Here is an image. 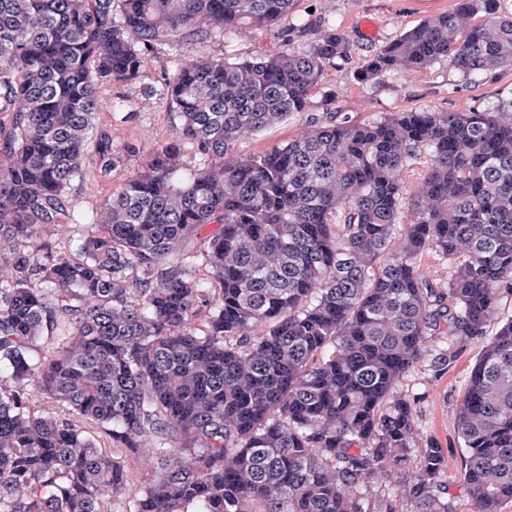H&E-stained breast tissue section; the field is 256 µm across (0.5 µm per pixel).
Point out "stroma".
<instances>
[{
    "mask_svg": "<svg viewBox=\"0 0 512 512\" xmlns=\"http://www.w3.org/2000/svg\"><path fill=\"white\" fill-rule=\"evenodd\" d=\"M456 0H295L293 11L275 26L244 31L234 42V54L246 59L290 48L307 51L318 39L324 21L336 23L350 38L349 60L343 70H328L320 90L313 92L306 112L290 123L238 140L233 148L245 157L302 134L309 123L327 124L333 113L355 121H369L389 112L431 110L470 112L512 94V69L471 80L448 63L440 62L408 74L390 73L371 83L357 82L355 70L373 50L390 42L425 18L451 9ZM170 61L168 48L147 57L139 77L131 82L112 81L97 92L104 104L94 121L95 132L111 135L114 148L136 142L139 151L126 157L111 179L94 177L74 183L69 202L84 211L101 208L121 184L141 169L146 160L175 136L177 118L163 93ZM124 106L112 110V101ZM482 349L481 342L463 350L448 373L431 378L423 367L412 368L402 389L420 395L415 421L423 437L443 448L448 481L457 485L463 464L456 414L464 394L465 377Z\"/></svg>",
    "mask_w": 512,
    "mask_h": 512,
    "instance_id": "35a3bbf8",
    "label": "stroma"
}]
</instances>
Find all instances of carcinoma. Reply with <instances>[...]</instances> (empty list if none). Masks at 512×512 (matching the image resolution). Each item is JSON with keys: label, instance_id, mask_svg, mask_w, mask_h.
<instances>
[{"label": "carcinoma", "instance_id": "cac0c4a2", "mask_svg": "<svg viewBox=\"0 0 512 512\" xmlns=\"http://www.w3.org/2000/svg\"><path fill=\"white\" fill-rule=\"evenodd\" d=\"M293 7L0 0V512H453L443 449L417 448L399 385L422 363L444 376L482 338L461 480L474 512L512 502V99L343 117L238 157L237 140L305 111L346 36L328 24L307 52L246 60L185 47L229 48ZM161 46L176 138L99 211L67 206L97 87L136 79ZM443 61L512 68L500 0H457L358 78ZM138 152L100 135L96 176ZM60 224L87 226L73 257L40 242ZM429 251L448 282L421 269ZM34 390L81 419L37 409ZM87 421L154 478L133 481Z\"/></svg>", "mask_w": 512, "mask_h": 512}]
</instances>
